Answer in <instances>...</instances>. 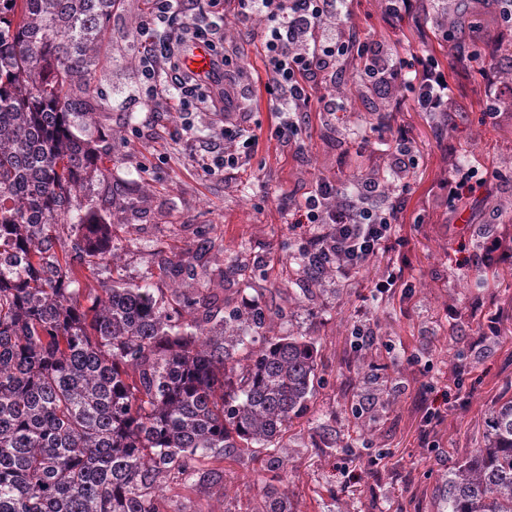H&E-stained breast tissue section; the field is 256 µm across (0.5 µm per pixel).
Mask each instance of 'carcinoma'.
<instances>
[{"label": "carcinoma", "instance_id": "1", "mask_svg": "<svg viewBox=\"0 0 512 512\" xmlns=\"http://www.w3.org/2000/svg\"><path fill=\"white\" fill-rule=\"evenodd\" d=\"M123 0H0V512H170L164 485L202 458L267 451L253 512H295L284 437L315 391L318 349L287 316L238 307L190 258L159 266L170 296L114 278L113 213L94 87ZM89 299L84 307L80 297ZM452 470L448 512H512V396Z\"/></svg>", "mask_w": 512, "mask_h": 512}]
</instances>
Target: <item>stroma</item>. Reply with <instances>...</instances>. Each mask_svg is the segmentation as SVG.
Returning <instances> with one entry per match:
<instances>
[{"label":"stroma","instance_id":"stroma-1","mask_svg":"<svg viewBox=\"0 0 512 512\" xmlns=\"http://www.w3.org/2000/svg\"><path fill=\"white\" fill-rule=\"evenodd\" d=\"M457 5L445 0L429 5L426 15L393 19L382 0H349L346 19L362 37L397 52L406 66H416V54L428 49L448 68L457 98L453 112L414 111L409 88L390 96L374 91L348 60L335 83L347 110L309 112L291 146L273 134L278 118L257 36L262 21H241L235 0H222L216 9L199 0L174 16L155 40L185 20L203 24L222 11L224 51L246 67L233 110L258 144L240 168L215 175L204 172L202 157L224 146L220 111L187 116L167 99L151 112L123 89L141 52L136 26L143 0H125L121 19L105 34L112 62L98 69L95 83L105 97L101 123L110 134L112 185L139 197L136 213L116 225L112 237L126 280L159 288L158 260L195 250L197 229L208 224L214 245L200 262L212 278L232 259L255 275L253 289L241 293L231 283L227 295L287 307L277 332L316 342L321 384L285 436L283 486L296 512H439L438 491L449 472L485 444L487 411L512 395V268L485 287L481 249L489 235L512 244V118H486L485 80L469 64L454 62L455 47L438 34ZM477 7L483 25L476 39L506 48L494 78L512 82V36L502 32L495 0H479ZM375 112L389 113L390 127L373 129ZM401 129L418 157L398 226L407 247L379 255L356 278L308 285L292 259L308 231L295 202L318 179L348 181L357 160L384 165ZM462 159L479 177L458 211L442 184L449 165ZM401 256L408 289L379 293L376 281ZM478 301L497 312L496 335L478 337L470 314ZM361 328L373 337L360 345L355 333ZM429 407L447 414L425 439L422 418ZM212 468L219 478L208 477ZM200 470L196 479L167 484L171 512H252L268 482L263 458L246 450Z\"/></svg>","mask_w":512,"mask_h":512}]
</instances>
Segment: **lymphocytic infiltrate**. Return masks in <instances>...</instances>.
Returning a JSON list of instances; mask_svg holds the SVG:
<instances>
[{"mask_svg": "<svg viewBox=\"0 0 512 512\" xmlns=\"http://www.w3.org/2000/svg\"><path fill=\"white\" fill-rule=\"evenodd\" d=\"M242 20L263 16L268 27L263 46L273 73L272 89L282 117L274 135L285 144L297 142L302 124L312 109L340 112L343 98L320 93L324 80L334 77L342 61L358 58L370 85L389 91L404 85L414 96L419 112L444 114L455 101L448 73L428 56L418 57L417 69L405 70L382 46L360 37L341 21L345 0H237ZM173 46L161 56L141 57L132 96L153 103L164 92V71L177 70ZM223 82L212 105L224 110V137L236 142L232 151L217 153L209 166L216 173L237 167L253 152L256 140L244 135L231 109L233 79L221 73ZM416 163L415 151L405 133H398L395 148L387 155V169L395 182V194L384 190L378 173L346 186L323 180L297 205L305 223L317 225L318 233L303 237L299 251L312 265L327 267L343 279L356 277L380 253L401 244L396 234L406 178Z\"/></svg>", "mask_w": 512, "mask_h": 512, "instance_id": "obj_1", "label": "lymphocytic infiltrate"}]
</instances>
